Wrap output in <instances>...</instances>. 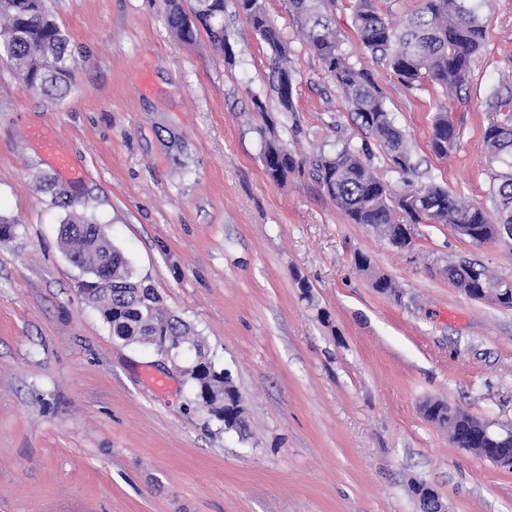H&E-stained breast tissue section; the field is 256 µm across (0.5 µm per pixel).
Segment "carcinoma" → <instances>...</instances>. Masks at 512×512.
Masks as SVG:
<instances>
[{
  "mask_svg": "<svg viewBox=\"0 0 512 512\" xmlns=\"http://www.w3.org/2000/svg\"><path fill=\"white\" fill-rule=\"evenodd\" d=\"M169 3L168 24L182 38L193 39L201 28L225 59L233 58L224 29L225 0H193L187 9L181 0ZM236 8L269 47V78L283 109L294 111L288 42L271 24L263 0H236ZM288 9L300 26L308 49L342 90L361 126L379 144L395 172L402 175L404 187L396 192L375 174L365 148L349 143L332 154L316 155L310 168L350 223L367 224L390 236L397 224L430 221L448 225L475 245L494 239L493 222L483 208L462 202L441 186L416 187L407 179L414 163L405 135L390 117L373 72L357 67L342 50L336 21L328 13L325 0H288ZM0 19V56L13 64L23 89L47 96L67 94L76 59L68 49L67 36L46 12L44 0H0ZM353 24L363 46L405 87L414 88L426 80L448 99L465 84L486 40L477 0H421L420 7L406 17L399 29L386 22L375 0H354ZM511 103L509 85L495 89L489 99L492 110ZM455 137L448 108L444 106L432 125L431 150L441 157L448 155ZM484 143L490 161L502 166V171L495 175L497 196L500 210L507 213L505 223L512 225V124H490ZM261 160L266 175L277 183L304 165L271 127L263 132ZM60 244L68 250L72 263L90 278H112L110 288L92 291L86 283L81 287L86 301L98 309L114 338L151 346L154 333L161 330L169 337L174 356L186 346L204 348L201 337L186 322L163 310L155 289L134 277L124 254L97 222L75 212L67 214ZM357 265L371 275L372 286L379 292L397 294L392 281L375 271L367 256H359ZM470 267L469 262L448 267V278L463 291L476 287ZM187 374L197 400L220 422L224 421V413L243 401L235 386L224 381L222 370L210 379L209 397L205 396L202 378L195 370ZM424 413L430 421L447 428L458 447L477 456L481 448H494L493 462L512 466L511 437L495 436L488 440L485 422L446 403H428Z\"/></svg>",
  "mask_w": 512,
  "mask_h": 512,
  "instance_id": "cac0c4a2",
  "label": "carcinoma"
}]
</instances>
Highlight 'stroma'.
<instances>
[{
    "mask_svg": "<svg viewBox=\"0 0 512 512\" xmlns=\"http://www.w3.org/2000/svg\"><path fill=\"white\" fill-rule=\"evenodd\" d=\"M264 6L291 48V112L236 0L225 2L229 62L205 32L173 34L167 0H45L78 61L64 97L24 91L0 60V219L16 226L0 239V512H421L415 480L445 512H512V468L456 448L422 412L440 400L512 427V309L468 297L445 272L470 261L512 277V237L476 246L448 225L415 224L399 250L350 223L310 168L270 180L266 121L300 159L367 134L288 0ZM328 7L407 136L414 184L501 222L483 134L512 118L487 105L512 84V0H483L485 46L448 103L372 59L352 0ZM444 103L456 140L441 158L430 137ZM37 130L82 178L55 168ZM46 177L231 373L248 436L197 405L183 374L194 351L173 360L112 337L58 245L65 211L41 190ZM360 253L398 296L372 288Z\"/></svg>",
    "mask_w": 512,
    "mask_h": 512,
    "instance_id": "obj_1",
    "label": "stroma"
}]
</instances>
